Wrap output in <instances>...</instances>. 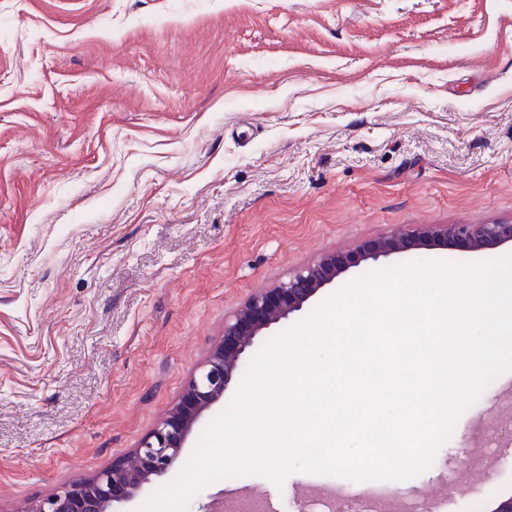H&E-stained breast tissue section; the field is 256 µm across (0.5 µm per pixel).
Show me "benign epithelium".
Segmentation results:
<instances>
[{
  "label": "benign epithelium",
  "mask_w": 512,
  "mask_h": 512,
  "mask_svg": "<svg viewBox=\"0 0 512 512\" xmlns=\"http://www.w3.org/2000/svg\"><path fill=\"white\" fill-rule=\"evenodd\" d=\"M512 245V224L417 225L362 242L349 252L328 253L275 288L251 295L224 320V334L190 376L178 401L132 452L129 462L112 465L36 503L31 512H113L136 499L146 485L163 477L181 458L202 414L224 397L239 363L257 341L281 321L299 313L321 289L352 268L393 254L455 246L480 252Z\"/></svg>",
  "instance_id": "benign-epithelium-1"
}]
</instances>
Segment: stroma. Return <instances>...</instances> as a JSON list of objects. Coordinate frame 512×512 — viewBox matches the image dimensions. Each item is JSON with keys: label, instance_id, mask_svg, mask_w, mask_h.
<instances>
[{"label": "stroma", "instance_id": "35a3bbf8", "mask_svg": "<svg viewBox=\"0 0 512 512\" xmlns=\"http://www.w3.org/2000/svg\"><path fill=\"white\" fill-rule=\"evenodd\" d=\"M512 223V0H0V512L123 459L252 294L399 225ZM384 512L512 494V371ZM218 480L188 512H357Z\"/></svg>", "mask_w": 512, "mask_h": 512}]
</instances>
